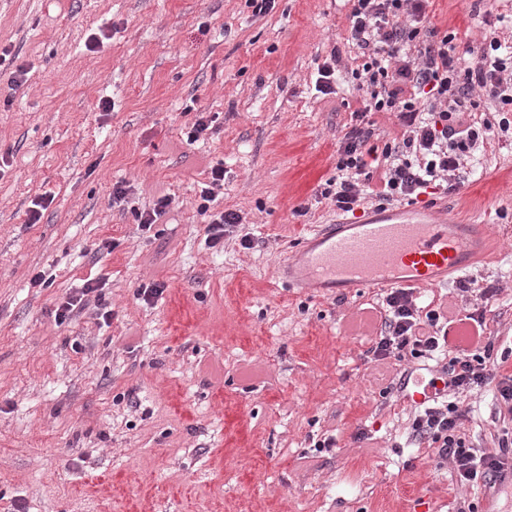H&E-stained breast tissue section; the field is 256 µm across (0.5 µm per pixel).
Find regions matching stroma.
<instances>
[{
	"mask_svg": "<svg viewBox=\"0 0 512 512\" xmlns=\"http://www.w3.org/2000/svg\"><path fill=\"white\" fill-rule=\"evenodd\" d=\"M348 12L343 0H277L267 14L249 0H0V48L29 69L16 90L0 69L12 100L0 107V512H455L462 497L512 512V489L461 487L413 439L410 396L432 363L370 360L382 294L276 278L311 230L373 210L342 216L317 197L353 113L377 146L404 132L365 110ZM490 12L512 16V0H434L430 20L463 51L493 30ZM493 31L512 41V25ZM334 53L324 95L317 70ZM200 112L214 129L186 144ZM218 164L213 208L243 222L211 248L197 206ZM459 176L415 206L491 226L468 276L496 289L486 334L510 375L512 137L480 145ZM165 194L167 214L141 230L136 210ZM41 195L52 202L29 223ZM41 270L48 285L31 287ZM89 278L110 323L91 307L56 321ZM152 282L164 293L137 300ZM416 295L455 318L477 304L452 281ZM458 403L474 444L495 448L492 388ZM327 437L335 448H318Z\"/></svg>",
	"mask_w": 512,
	"mask_h": 512,
	"instance_id": "stroma-1",
	"label": "stroma"
}]
</instances>
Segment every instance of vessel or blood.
Returning <instances> with one entry per match:
<instances>
[{
	"label": "vessel or blood",
	"instance_id": "obj_1",
	"mask_svg": "<svg viewBox=\"0 0 512 512\" xmlns=\"http://www.w3.org/2000/svg\"><path fill=\"white\" fill-rule=\"evenodd\" d=\"M487 235V225L428 212L417 219L324 224L305 239L297 261L279 267L277 277L289 289L432 286L466 273Z\"/></svg>",
	"mask_w": 512,
	"mask_h": 512
}]
</instances>
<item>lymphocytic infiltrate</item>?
Wrapping results in <instances>:
<instances>
[{
    "instance_id": "lymphocytic-infiltrate-1",
    "label": "lymphocytic infiltrate",
    "mask_w": 512,
    "mask_h": 512,
    "mask_svg": "<svg viewBox=\"0 0 512 512\" xmlns=\"http://www.w3.org/2000/svg\"><path fill=\"white\" fill-rule=\"evenodd\" d=\"M351 2L350 40L364 59L353 76L368 97L365 112L395 114L404 134L402 144L371 145L374 131L365 124V112L356 113L337 150L336 175L320 192L344 213L372 199L408 201L435 182H451L477 144L512 132V52L503 51L500 39L490 38L466 64L456 53L454 35L436 37L430 0ZM415 43L420 50L412 57L407 48ZM489 102L501 112L499 122L462 124L461 113L483 111ZM377 169L383 179L378 192L370 186ZM223 188V167H212L198 207L212 248L223 241L225 226L241 221L236 212L212 211ZM384 304L383 327L369 349L374 361L444 362L429 385L443 387L449 396L416 413L414 436L433 448L436 464L452 465L460 484L496 487L512 475V426L502 427L497 451L476 447L462 430L466 413L452 397L492 384L512 415V375L494 376L492 345L471 351L452 346L450 321L438 310L419 306L414 289H391Z\"/></svg>"
}]
</instances>
